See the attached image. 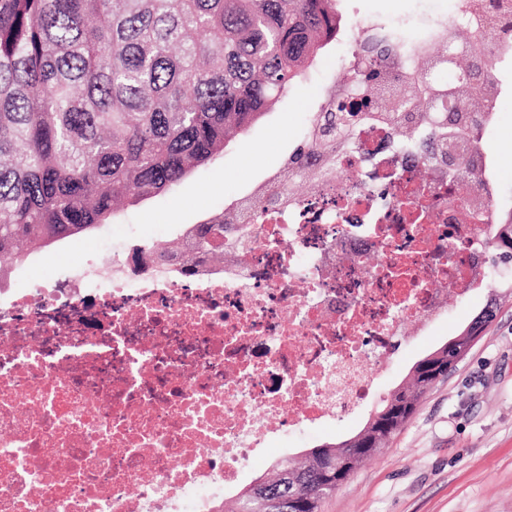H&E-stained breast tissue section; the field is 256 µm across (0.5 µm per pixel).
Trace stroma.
Listing matches in <instances>:
<instances>
[{
    "label": "stroma",
    "instance_id": "obj_1",
    "mask_svg": "<svg viewBox=\"0 0 512 512\" xmlns=\"http://www.w3.org/2000/svg\"><path fill=\"white\" fill-rule=\"evenodd\" d=\"M340 29L361 38L358 21L422 35L435 21L456 17L454 0H340ZM352 57L336 42L318 54L307 80L290 88L214 161L194 168L171 190L128 202L110 223L15 264V287H33L39 277L89 252L102 262L130 241L147 246L171 241L179 224L222 212L251 181L278 169L303 138L308 114L318 105L322 85L339 80ZM502 94L496 125L484 133L495 156L494 177L501 195H512V64L500 67ZM490 286L471 299L449 298V316L432 335L412 337L394 354L392 369L374 375V393L362 412L323 429L282 434L245 466L240 489L271 471L275 462H304L307 450L335 443L367 422L413 366L463 331L489 303L494 320L447 378L422 399L414 416L386 447L358 466L319 512H512V261L497 248L487 252Z\"/></svg>",
    "mask_w": 512,
    "mask_h": 512
}]
</instances>
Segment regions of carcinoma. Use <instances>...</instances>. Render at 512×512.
I'll use <instances>...</instances> for the list:
<instances>
[{
  "instance_id": "obj_1",
  "label": "carcinoma",
  "mask_w": 512,
  "mask_h": 512,
  "mask_svg": "<svg viewBox=\"0 0 512 512\" xmlns=\"http://www.w3.org/2000/svg\"><path fill=\"white\" fill-rule=\"evenodd\" d=\"M336 0H0V278L24 258L109 223L216 159L336 36ZM400 51L359 44L371 91ZM326 150L304 140L307 164ZM224 259V217L198 227ZM497 247L512 258V221ZM422 359L357 435L278 468L226 512H318L338 460L383 449L448 374Z\"/></svg>"
}]
</instances>
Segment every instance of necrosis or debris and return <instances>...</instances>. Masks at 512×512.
<instances>
[{
  "mask_svg": "<svg viewBox=\"0 0 512 512\" xmlns=\"http://www.w3.org/2000/svg\"><path fill=\"white\" fill-rule=\"evenodd\" d=\"M456 11L464 34L413 37L383 89L406 102L410 137L362 110L304 190L289 167L225 206L223 260L185 227L160 261L134 243L24 294L0 285V512H224L272 435L358 413L408 328L486 288L500 218L483 136L460 132L457 169L421 145L449 59L491 62L458 110L498 97L485 0ZM363 99L357 82L326 85L306 134Z\"/></svg>",
  "mask_w": 512,
  "mask_h": 512,
  "instance_id": "necrosis-or-debris-1",
  "label": "necrosis or debris"
}]
</instances>
